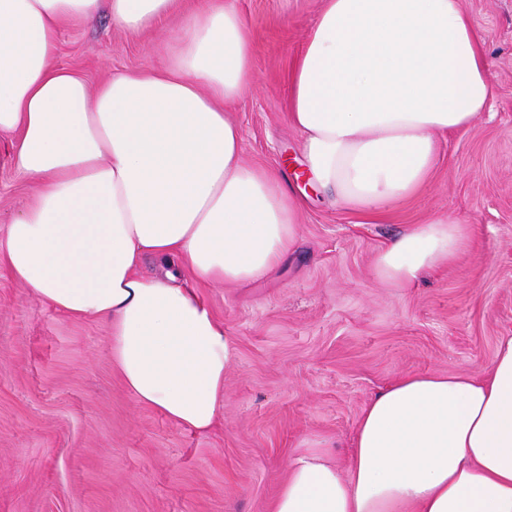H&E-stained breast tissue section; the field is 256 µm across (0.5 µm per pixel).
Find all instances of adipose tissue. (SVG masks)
<instances>
[{
    "label": "adipose tissue",
    "instance_id": "adipose-tissue-1",
    "mask_svg": "<svg viewBox=\"0 0 512 512\" xmlns=\"http://www.w3.org/2000/svg\"><path fill=\"white\" fill-rule=\"evenodd\" d=\"M178 0H0V134L29 204L6 226L0 265L76 320H107L112 363L136 404L205 432L224 408L231 342L199 286H244L293 249L303 208L244 160L230 111L251 89L250 25L235 0H204L178 50L90 90L52 64L68 24L105 13L155 29ZM479 29L461 0H319L288 76V122L312 183L377 212L436 167L439 139L491 95ZM468 237L441 211L383 249L406 287ZM163 265L141 274L144 259ZM272 512H512V337L486 374H411L368 404L340 472L290 462Z\"/></svg>",
    "mask_w": 512,
    "mask_h": 512
}]
</instances>
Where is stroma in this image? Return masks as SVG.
Returning <instances> with one entry per match:
<instances>
[{
  "instance_id": "35a3bbf8",
  "label": "stroma",
  "mask_w": 512,
  "mask_h": 512,
  "mask_svg": "<svg viewBox=\"0 0 512 512\" xmlns=\"http://www.w3.org/2000/svg\"><path fill=\"white\" fill-rule=\"evenodd\" d=\"M490 61L491 98L444 137L429 180L375 214L324 195L304 205L298 244L247 286L202 285L231 339L224 410L207 432L135 405L104 321L74 320L27 296L0 268V512H271L298 455L347 471L357 422L405 374L484 373L512 336V0H461ZM253 31L254 84L232 111L244 157L306 189L288 73L318 0H237ZM197 0L160 30L132 34L104 16L63 29L53 63L97 87L173 54ZM29 200L0 138V236ZM447 211L467 247L399 288L375 259L395 237Z\"/></svg>"
}]
</instances>
